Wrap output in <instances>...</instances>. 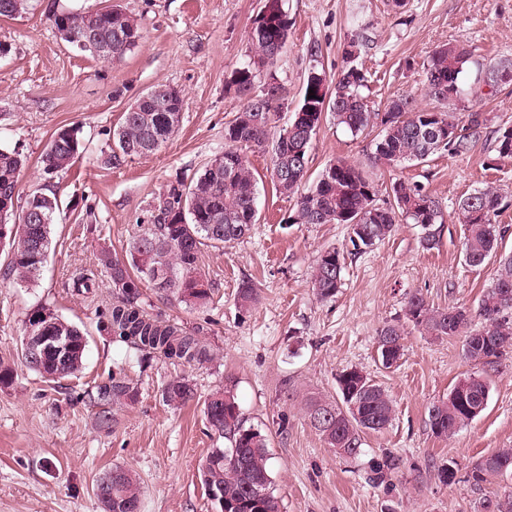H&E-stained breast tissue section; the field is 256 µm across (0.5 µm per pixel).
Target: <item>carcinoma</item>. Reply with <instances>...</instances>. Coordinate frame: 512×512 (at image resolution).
<instances>
[{
  "mask_svg": "<svg viewBox=\"0 0 512 512\" xmlns=\"http://www.w3.org/2000/svg\"><path fill=\"white\" fill-rule=\"evenodd\" d=\"M30 0H0V18L14 19L29 9ZM67 19L74 35L82 34V25L91 22L97 37L112 43V57H119L139 44L142 33L137 21L119 10H100L94 17L82 12L56 11L50 16L55 29L60 18ZM288 19L273 18L264 30L249 32L253 58L236 68L229 81L235 94L248 99L254 88L257 72L272 70L276 62H263L269 45L288 46ZM474 65L483 74V82L494 80L499 70L512 69L511 62L480 63L471 49L451 43L436 49L425 67L424 95L436 103L432 108L420 106L415 95L392 101L386 112L369 109L361 89L367 78L362 70H344L336 79V87L328 106L323 99H308L309 90L319 93L322 80L307 77L298 108L307 102L322 106L315 117L320 121L331 113L336 124L353 135L364 132L380 120L381 132L376 142L374 164L397 168L407 163H422L440 149L461 153L469 148L471 138L478 134L485 121L482 113H468L467 126L459 127L453 113L444 107H460L465 101L460 76ZM271 109L265 120L255 122L248 108L236 114L224 126V152L210 159L191 178L179 177L170 182L149 210L145 223L132 242L127 260L112 258L111 252L99 254L97 268L84 269L73 278L72 287L81 292L96 287L98 271L109 275L115 298L107 312V327L112 337L143 355L160 356L174 362L202 366L213 359L210 348L197 336L175 323L149 315L140 305V288L146 283L166 293L180 296L195 305L211 300L212 285L200 267V257L206 247L222 248L224 244L245 237L256 222L257 179L242 149L264 150L271 146L272 182L284 194L299 190L308 172L310 149L299 156L281 151L279 140L269 141L268 132L274 116L286 98L283 84L274 74L266 82ZM154 97H140L134 103L136 112H125L113 132V143L107 164L117 168L134 156H147L165 143L177 131L183 115L178 112L182 98L171 99V111L153 110ZM441 121H436L433 116ZM460 128V134L448 146L438 147L429 139L428 129L438 123ZM78 131L64 128L57 131L48 145L42 164L48 175L65 173L81 153ZM25 160L17 151L0 149V193L10 196L17 192L18 177ZM387 199L377 203L380 192ZM501 203L498 189L487 187L469 195L460 204L455 216L466 227L463 260L472 268H480L491 259L498 263L493 283L481 296L475 312L464 308L439 309L426 298L412 293L405 304V316L437 338L464 337L463 351L467 359L494 364L512 354V253L500 252L501 241L512 230L496 223ZM59 210L55 193L36 191L28 196L20 214L8 210L0 220V247H8V270L22 283L38 279L51 243V226ZM436 230L444 223L438 204L421 187L396 180L383 189L362 168L338 161L329 164L317 182L297 200L296 224H349L353 250L362 253L384 240L401 221ZM345 257L336 249H327L319 256L312 289L322 299L336 295L341 287ZM46 319L53 335L67 341L71 348L62 366L51 359L39 363L22 353L24 363L49 380L74 376L81 371L86 349V337L71 322L53 310L40 307L32 312ZM378 356L383 366L398 363L404 351L403 331L397 324H386L378 331ZM357 370H344L337 377L342 405L318 398L307 404L311 425L329 447L344 458L361 453V434L385 428L393 418V404L385 390L376 383L360 392L354 375ZM468 390L473 402L489 399V384L479 375H470ZM194 395L188 380L176 378L163 390L164 399L181 404ZM138 389L124 369L112 372L109 381L89 393V400L99 408L98 422L108 426L113 422L111 407L132 404ZM204 415L209 428L224 437L226 448H215L201 467L205 490L224 497V512H280L270 476L267 439L254 427L246 425L239 412L232 389L226 387L212 393L204 403ZM478 414L466 411L456 399L449 397L429 409V425L439 437L452 435L461 426L473 421ZM512 476V448H501L477 460L468 473V480L480 486L493 477ZM262 484L266 494L253 495L252 486ZM96 495L104 512H130L134 506L141 512V498L135 475L126 468L114 467L99 480ZM477 512H512V490H504L480 501Z\"/></svg>",
  "mask_w": 512,
  "mask_h": 512,
  "instance_id": "carcinoma-1",
  "label": "carcinoma"
}]
</instances>
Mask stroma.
<instances>
[{
    "mask_svg": "<svg viewBox=\"0 0 512 512\" xmlns=\"http://www.w3.org/2000/svg\"><path fill=\"white\" fill-rule=\"evenodd\" d=\"M117 5L133 16L143 38L137 48L103 63L62 41L49 16ZM261 0H32L28 14L0 19V149L18 150L28 163L18 195L53 188L60 211L51 247L36 283L19 282L0 254V360L13 376L0 387V512H102L100 478L113 466L136 473L142 512H218L200 477L202 459L224 441L208 430L205 399L232 387L240 411L270 441L271 477L281 512H477L502 481L474 486L467 479L482 456L512 448V357L493 365L465 358L462 338L438 339L404 316L409 294L420 292L434 307L476 308L496 275L495 263L471 268L463 261L465 228L454 221L460 203L492 185L502 199L497 221L512 225V159L499 157V129L512 126V82L479 87L476 68L463 83L473 98L468 112L486 120L470 151H441L427 162L397 169L372 166L380 132L352 135L324 115L310 150L307 182L343 160L369 169L384 184L399 178L419 184L444 216L439 244L423 248L420 225L402 223L373 248L356 254L346 224H296L295 197L277 193L270 151L247 157L258 181L257 222L244 238L205 249L201 266L211 280L212 302L196 307L173 294L145 287L140 303L150 314L178 324L209 346L202 367L154 357L140 360L114 341L105 311L112 305L107 277L93 293L67 284L95 265L101 246L126 258L139 224L179 175H193L224 150V125L244 106L229 90L233 70L251 53L249 31ZM288 47L274 72L288 90V105L271 125L278 136L292 115L310 70L335 83L347 65L349 42L368 77L362 93L372 111L420 92L433 50L457 42L475 57L512 60V0H284ZM181 91L183 119L159 150L119 168L106 158L120 117L152 87ZM78 128L84 152L64 175H45L40 157L54 134ZM344 252L342 286L320 300L310 281L321 252ZM249 282L258 303L244 309L237 291ZM45 306L77 324L87 337L81 377L44 381L21 357L25 321ZM402 324L404 354L382 366L377 333ZM128 362L135 404L114 408L101 426L86 392L108 382L114 363ZM356 369L391 394L395 416L367 433L360 455L336 457L311 426L308 397L339 399L336 378ZM490 386L484 412L454 435L432 434L430 407L471 373ZM188 379L195 397L173 407L162 398L166 383ZM455 483L437 478L448 462Z\"/></svg>",
    "mask_w": 512,
    "mask_h": 512,
    "instance_id": "35a3bbf8",
    "label": "stroma"
}]
</instances>
